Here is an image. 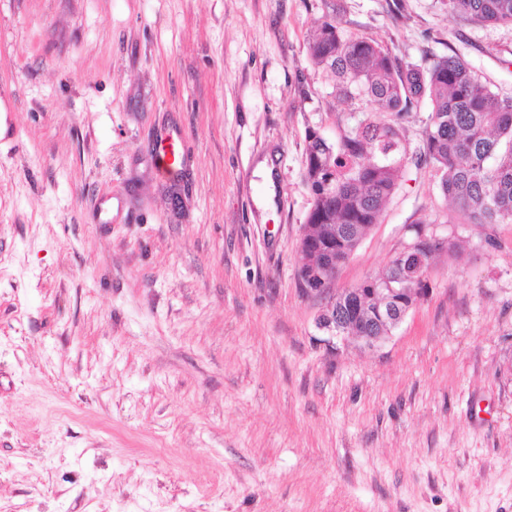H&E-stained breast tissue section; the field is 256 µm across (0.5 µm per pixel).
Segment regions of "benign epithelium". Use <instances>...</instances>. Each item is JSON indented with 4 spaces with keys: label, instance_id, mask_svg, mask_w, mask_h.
<instances>
[{
    "label": "benign epithelium",
    "instance_id": "obj_1",
    "mask_svg": "<svg viewBox=\"0 0 512 512\" xmlns=\"http://www.w3.org/2000/svg\"><path fill=\"white\" fill-rule=\"evenodd\" d=\"M447 241L419 232L413 243L398 255L404 266L403 279L407 284L398 287L378 288L368 279L361 288H348L330 296L318 326L335 337L354 335L365 346L375 347L385 340L424 297V276L421 270L428 259L445 247ZM301 254L308 261L300 268V279L308 294H325L331 291L340 266L336 265V231L324 240L303 233L299 242ZM372 298L375 306L362 312L363 303Z\"/></svg>",
    "mask_w": 512,
    "mask_h": 512
}]
</instances>
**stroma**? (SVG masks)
Listing matches in <instances>:
<instances>
[{
    "instance_id": "35a3bbf8",
    "label": "stroma",
    "mask_w": 512,
    "mask_h": 512,
    "mask_svg": "<svg viewBox=\"0 0 512 512\" xmlns=\"http://www.w3.org/2000/svg\"><path fill=\"white\" fill-rule=\"evenodd\" d=\"M328 18L512 95V26L448 0H0V512H512V223L412 159L335 287L421 230L417 307L370 350L303 290Z\"/></svg>"
}]
</instances>
